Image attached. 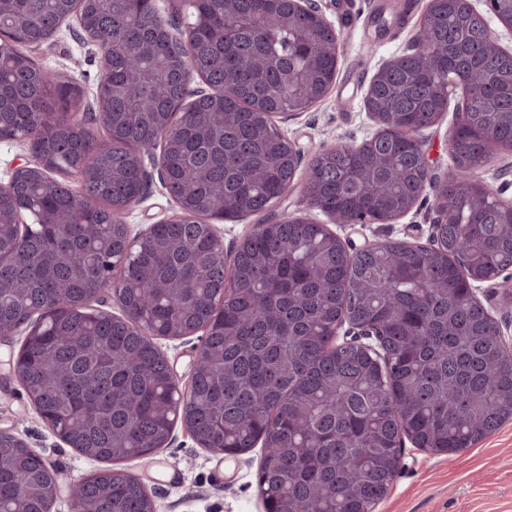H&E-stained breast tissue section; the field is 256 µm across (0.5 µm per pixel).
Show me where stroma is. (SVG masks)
Instances as JSON below:
<instances>
[{
  "instance_id": "35a3bbf8",
  "label": "stroma",
  "mask_w": 512,
  "mask_h": 512,
  "mask_svg": "<svg viewBox=\"0 0 512 512\" xmlns=\"http://www.w3.org/2000/svg\"><path fill=\"white\" fill-rule=\"evenodd\" d=\"M428 0H320V6L340 33L335 81L308 111L277 119L278 129L295 143L306 172L312 155L339 144L359 145L378 130L365 108L370 81L385 61L411 46ZM77 23L68 20L54 41L28 48L38 64L70 74L93 99L102 78L97 51L76 38ZM463 94L451 97L447 112L419 138L430 171L447 178L454 164L448 154ZM177 207L159 181H152L142 201L129 214L131 232L170 217ZM432 195H422L416 207L389 224H333L343 240H402L428 243L436 218ZM197 333L179 339L155 338L154 343L186 385L191 365L203 343ZM23 336L0 344V430L21 438L51 463L59 482L52 512H73L70 485L100 469L101 464L70 448L41 420L22 386L11 376L8 360ZM262 456L255 447L237 456L200 447L183 426H175L166 447L145 457L120 462L153 494L158 512H265L257 495ZM377 512H512V420L470 448L447 457L405 446L401 468Z\"/></svg>"
}]
</instances>
